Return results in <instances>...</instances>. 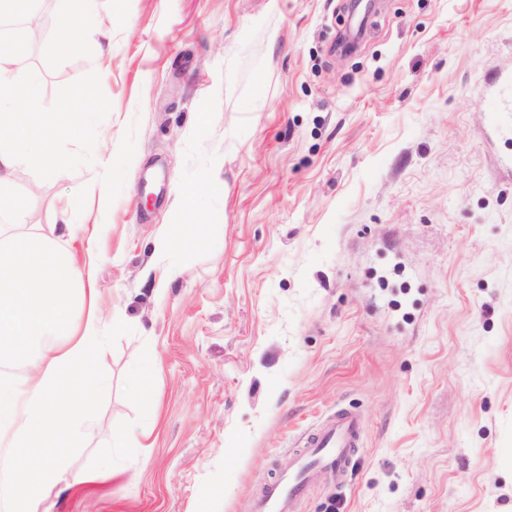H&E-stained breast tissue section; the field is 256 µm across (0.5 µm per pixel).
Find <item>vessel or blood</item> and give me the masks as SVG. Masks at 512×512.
Segmentation results:
<instances>
[{"label":"vessel or blood","mask_w":512,"mask_h":512,"mask_svg":"<svg viewBox=\"0 0 512 512\" xmlns=\"http://www.w3.org/2000/svg\"><path fill=\"white\" fill-rule=\"evenodd\" d=\"M512 87V72L495 76L489 83L487 112L490 129L512 123V108L502 94ZM363 439V420L355 410L340 406L325 417L289 455L270 481L253 499L252 512H301V504L318 475L330 473L343 479L356 448Z\"/></svg>","instance_id":"b4317fda"}]
</instances>
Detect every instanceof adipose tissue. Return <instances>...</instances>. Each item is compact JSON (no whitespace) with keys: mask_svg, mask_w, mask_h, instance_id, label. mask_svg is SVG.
Segmentation results:
<instances>
[{"mask_svg":"<svg viewBox=\"0 0 512 512\" xmlns=\"http://www.w3.org/2000/svg\"><path fill=\"white\" fill-rule=\"evenodd\" d=\"M99 0H79L56 28L66 50L93 29ZM19 42L0 37V89L34 98V73L12 69ZM69 128L42 112L0 103V212L23 213L10 193L15 168L51 157ZM80 220L64 213L61 234L0 225V512H37V492L70 479L68 449L81 448L95 424L108 338L90 266L69 240Z\"/></svg>","mask_w":512,"mask_h":512,"instance_id":"adipose-tissue-1","label":"adipose tissue"}]
</instances>
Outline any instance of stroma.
<instances>
[{
	"label": "stroma",
	"mask_w": 512,
	"mask_h": 512,
	"mask_svg": "<svg viewBox=\"0 0 512 512\" xmlns=\"http://www.w3.org/2000/svg\"><path fill=\"white\" fill-rule=\"evenodd\" d=\"M71 6L39 0L16 65L75 161L21 164L13 188L23 228L56 235L66 207L95 225L73 249L122 327L68 451L93 480L38 512H251L339 405L362 444L301 512H512V128L487 140L484 112L489 75L512 71V0H380L349 53L345 0H101L62 52ZM215 166L223 193L181 210ZM181 220L163 285L153 241ZM79 7L68 11L56 28V44L62 50L78 44L94 28L99 0H77Z\"/></svg>",
	"instance_id": "obj_1"
}]
</instances>
